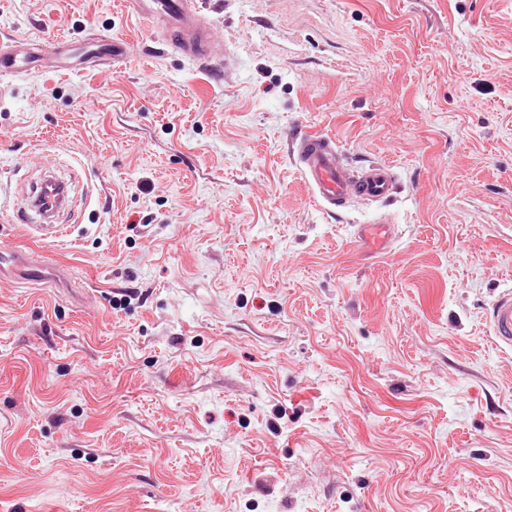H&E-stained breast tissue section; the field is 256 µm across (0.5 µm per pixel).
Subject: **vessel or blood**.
Returning a JSON list of instances; mask_svg holds the SVG:
<instances>
[{"label": "vessel or blood", "instance_id": "b4317fda", "mask_svg": "<svg viewBox=\"0 0 512 512\" xmlns=\"http://www.w3.org/2000/svg\"><path fill=\"white\" fill-rule=\"evenodd\" d=\"M126 9L141 21L156 22L165 19L163 40L167 47L182 52L192 59L210 58L213 50V23L191 0H126ZM133 51L127 41L96 38L80 43L45 41L27 38L13 44L0 43V76L57 70L63 59L88 66L106 59L123 62ZM293 155L302 178L308 184L315 202L328 210L343 208L359 201L376 203L389 198L396 189L395 171L389 164L375 162L360 169L344 163L334 138L319 133L304 132L292 140ZM12 223L27 227L31 235L43 239L60 237L65 227L61 224H37L31 219L30 206H23L11 217ZM359 243L369 244L375 253L387 254L395 239L392 221L381 218L371 224L356 227ZM0 259L24 268L28 279L54 284L60 281L58 271L30 268L27 255L12 244L0 245ZM486 322L490 340L500 351L512 353V291H504L491 302Z\"/></svg>", "mask_w": 512, "mask_h": 512}]
</instances>
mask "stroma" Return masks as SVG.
I'll return each instance as SVG.
<instances>
[{"label":"stroma","instance_id":"35a3bbf8","mask_svg":"<svg viewBox=\"0 0 512 512\" xmlns=\"http://www.w3.org/2000/svg\"><path fill=\"white\" fill-rule=\"evenodd\" d=\"M198 6L225 57L122 0H0V40L135 46L0 80V205L69 190L59 239L0 221L66 276L0 278V512H512V0ZM302 129L395 194L319 207ZM393 224L386 218L377 219L374 224H358L355 238L361 245L368 242L375 253L387 254L396 239L395 225ZM490 340L501 352L512 354V291H503L491 302L486 313Z\"/></svg>","mask_w":512,"mask_h":512}]
</instances>
